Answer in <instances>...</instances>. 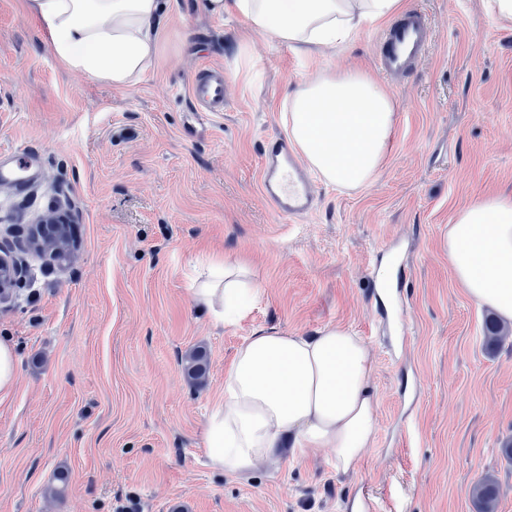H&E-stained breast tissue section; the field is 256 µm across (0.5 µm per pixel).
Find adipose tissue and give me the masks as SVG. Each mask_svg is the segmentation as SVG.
I'll return each mask as SVG.
<instances>
[{"label": "adipose tissue", "instance_id": "obj_1", "mask_svg": "<svg viewBox=\"0 0 512 512\" xmlns=\"http://www.w3.org/2000/svg\"><path fill=\"white\" fill-rule=\"evenodd\" d=\"M65 69L127 88L152 68L162 0H24ZM212 13L242 18L255 34L309 56L401 13L403 0H208ZM288 137L324 182L367 185L393 142L396 105L385 88L353 69L312 75L283 102ZM448 263L477 304L512 320V196H483L448 226ZM195 284L199 308L217 321L253 294L243 264L211 263ZM368 344L340 325L312 336L258 332L224 371V398L205 431L214 469L248 474L308 448H327L337 473L356 471L376 435L377 395Z\"/></svg>", "mask_w": 512, "mask_h": 512}]
</instances>
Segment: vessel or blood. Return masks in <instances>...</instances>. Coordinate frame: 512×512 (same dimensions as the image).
<instances>
[{
	"label": "vessel or blood",
	"mask_w": 512,
	"mask_h": 512,
	"mask_svg": "<svg viewBox=\"0 0 512 512\" xmlns=\"http://www.w3.org/2000/svg\"><path fill=\"white\" fill-rule=\"evenodd\" d=\"M432 40L427 15L418 9L407 11L383 34L377 58L378 68L388 76H405L426 56ZM189 97L198 112L217 114L224 110V70L203 65L194 73ZM36 155L26 147L17 149L9 167H0V182L25 188L36 176ZM263 195L281 215L291 218L311 214L316 198L303 161L295 155L286 137H269L260 170Z\"/></svg>",
	"instance_id": "obj_1"
}]
</instances>
